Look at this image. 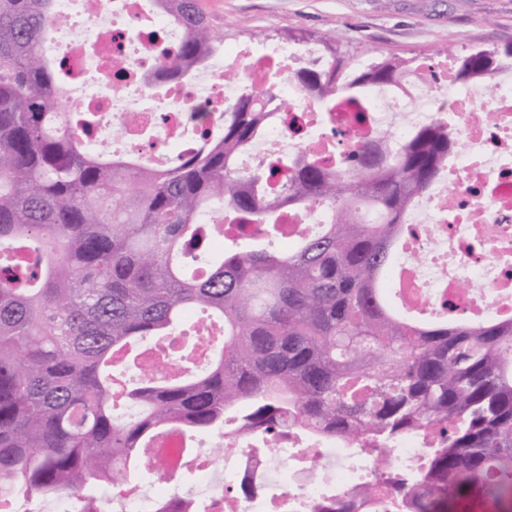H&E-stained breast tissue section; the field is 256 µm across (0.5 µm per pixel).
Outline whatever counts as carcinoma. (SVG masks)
Returning <instances> with one entry per match:
<instances>
[{"mask_svg": "<svg viewBox=\"0 0 512 512\" xmlns=\"http://www.w3.org/2000/svg\"><path fill=\"white\" fill-rule=\"evenodd\" d=\"M183 34L155 74L179 80L224 50L200 0H158ZM56 0H0V494L67 496L103 512L138 479L161 431L288 428L369 453L386 470L406 434L433 435L406 512H452L479 495L512 512V317L422 323L390 308L404 216L448 161V121L346 149L326 168L289 156L239 163L288 100L243 85L224 123L163 165L129 163L81 135L64 65L43 42ZM323 66L296 84L327 110L397 83L404 61ZM512 67V42L455 62L463 81ZM334 210L285 248L284 205ZM211 223L201 224L203 215ZM218 323L206 367L190 345L143 365L145 347Z\"/></svg>", "mask_w": 512, "mask_h": 512, "instance_id": "carcinoma-1", "label": "carcinoma"}]
</instances>
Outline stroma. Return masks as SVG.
<instances>
[{
    "mask_svg": "<svg viewBox=\"0 0 512 512\" xmlns=\"http://www.w3.org/2000/svg\"><path fill=\"white\" fill-rule=\"evenodd\" d=\"M225 45L256 32L280 43L288 32L329 40L353 67L397 57L458 58L512 42V0H201Z\"/></svg>",
    "mask_w": 512,
    "mask_h": 512,
    "instance_id": "obj_1",
    "label": "stroma"
}]
</instances>
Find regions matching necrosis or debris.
<instances>
[{"label": "necrosis or debris", "mask_w": 512, "mask_h": 512, "mask_svg": "<svg viewBox=\"0 0 512 512\" xmlns=\"http://www.w3.org/2000/svg\"><path fill=\"white\" fill-rule=\"evenodd\" d=\"M181 38L155 0H98L87 14L83 0H58L54 36L46 56L64 61L72 111L91 112L102 128L116 130L127 154L166 157L188 133L216 129L225 100L240 82L288 101L255 144L254 152L299 155L325 162L349 145L390 130L400 142L416 127L444 116L452 149L442 181L417 198L407 213L416 227L410 245L417 264L399 263L394 285L422 310L452 306L480 321L512 315V69L489 78L490 91L456 79L454 64L419 62L414 89L365 91V114L343 103L324 111L289 75L304 59L286 46L225 48L222 55L156 92L152 76ZM438 84L426 91L427 81ZM202 479L182 496L196 512H316L342 500L352 512H381L388 493L373 458L350 464L346 449L314 438L275 437L255 444L244 432L224 436V453L196 458ZM253 494H231L236 481Z\"/></svg>", "instance_id": "4bbe7bcc"}]
</instances>
